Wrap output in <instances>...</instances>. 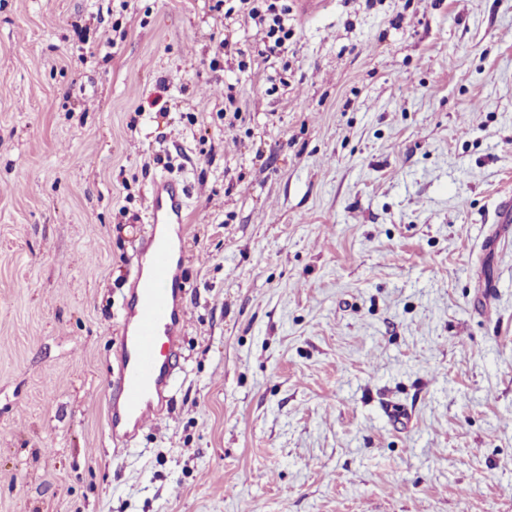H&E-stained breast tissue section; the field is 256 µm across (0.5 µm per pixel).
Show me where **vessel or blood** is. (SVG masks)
Instances as JSON below:
<instances>
[{"label": "vessel or blood", "mask_w": 512, "mask_h": 512, "mask_svg": "<svg viewBox=\"0 0 512 512\" xmlns=\"http://www.w3.org/2000/svg\"><path fill=\"white\" fill-rule=\"evenodd\" d=\"M186 190L174 179L157 182L149 201L154 225L185 224ZM148 265L136 268L119 338L116 393L108 415L112 436L133 438L157 419L169 399L177 369L185 309L174 246L151 234L143 244Z\"/></svg>", "instance_id": "vessel-or-blood-1"}]
</instances>
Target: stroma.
<instances>
[{
	"label": "stroma",
	"mask_w": 512,
	"mask_h": 512,
	"mask_svg": "<svg viewBox=\"0 0 512 512\" xmlns=\"http://www.w3.org/2000/svg\"><path fill=\"white\" fill-rule=\"evenodd\" d=\"M213 5L0 0V512H512V0H288L272 55ZM165 175L180 372L117 456Z\"/></svg>",
	"instance_id": "obj_1"
}]
</instances>
